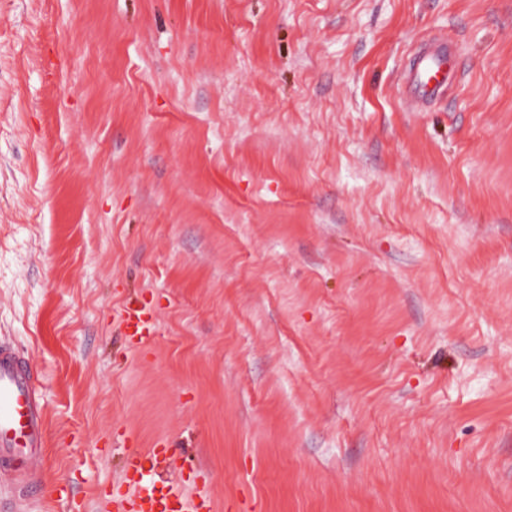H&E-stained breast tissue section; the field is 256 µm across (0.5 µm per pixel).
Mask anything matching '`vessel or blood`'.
Instances as JSON below:
<instances>
[{
    "label": "vessel or blood",
    "instance_id": "1",
    "mask_svg": "<svg viewBox=\"0 0 512 512\" xmlns=\"http://www.w3.org/2000/svg\"><path fill=\"white\" fill-rule=\"evenodd\" d=\"M451 71L452 60L442 51L430 48L417 55L407 73L414 98L445 94ZM122 321L131 345L153 341L156 325L145 306L129 304ZM43 446L44 405L36 374L27 357L0 343V487L37 484L32 462ZM170 462L163 448L130 455L121 475L129 491L115 500L116 512H212L207 497L184 499L167 476Z\"/></svg>",
    "mask_w": 512,
    "mask_h": 512
}]
</instances>
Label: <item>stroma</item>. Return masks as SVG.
Here are the masks:
<instances>
[{
    "label": "stroma",
    "instance_id": "1",
    "mask_svg": "<svg viewBox=\"0 0 512 512\" xmlns=\"http://www.w3.org/2000/svg\"><path fill=\"white\" fill-rule=\"evenodd\" d=\"M0 342V512L160 444L214 512H512V0H0ZM452 60L444 52L428 48L417 55L407 72L414 99H428L447 92ZM124 332L132 346H146L156 336V325L145 306L130 303L122 313ZM41 387L29 359L0 343V490L37 485L33 459L44 447Z\"/></svg>",
    "mask_w": 512,
    "mask_h": 512
}]
</instances>
